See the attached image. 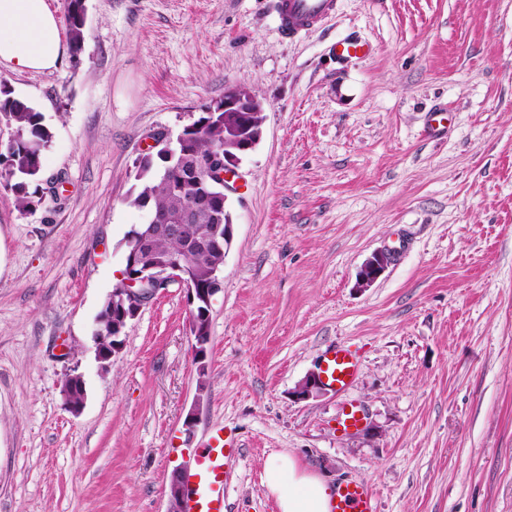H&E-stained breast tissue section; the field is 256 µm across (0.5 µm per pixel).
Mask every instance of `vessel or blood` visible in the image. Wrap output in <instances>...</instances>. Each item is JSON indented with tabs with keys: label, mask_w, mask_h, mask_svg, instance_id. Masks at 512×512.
<instances>
[{
	"label": "vessel or blood",
	"mask_w": 512,
	"mask_h": 512,
	"mask_svg": "<svg viewBox=\"0 0 512 512\" xmlns=\"http://www.w3.org/2000/svg\"><path fill=\"white\" fill-rule=\"evenodd\" d=\"M340 0H276L278 30L283 39L291 40L321 27L336 15ZM356 354L347 346L327 353L324 376L329 386L346 389L358 371ZM223 431H215L199 454L188 479L191 485L186 512H225L224 499L228 483L225 465L235 455ZM331 512H378V503L371 489L364 484L345 482L334 494Z\"/></svg>",
	"instance_id": "vessel-or-blood-1"
}]
</instances>
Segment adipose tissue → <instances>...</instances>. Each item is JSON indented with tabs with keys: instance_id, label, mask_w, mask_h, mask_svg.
<instances>
[{
	"instance_id": "obj_1",
	"label": "adipose tissue",
	"mask_w": 512,
	"mask_h": 512,
	"mask_svg": "<svg viewBox=\"0 0 512 512\" xmlns=\"http://www.w3.org/2000/svg\"><path fill=\"white\" fill-rule=\"evenodd\" d=\"M64 54L60 20L47 0H0V63L17 74L44 72ZM264 483L279 512H330L333 486L288 455L268 459Z\"/></svg>"
}]
</instances>
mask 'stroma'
<instances>
[{
    "label": "stroma",
    "mask_w": 512,
    "mask_h": 512,
    "mask_svg": "<svg viewBox=\"0 0 512 512\" xmlns=\"http://www.w3.org/2000/svg\"><path fill=\"white\" fill-rule=\"evenodd\" d=\"M271 2L86 0L80 54L0 64L52 133L30 206L0 184V512H166L175 467L216 428L241 450L228 512H278V453L366 484L379 512H512V0H341L292 41ZM350 34L370 56L336 61ZM230 85L266 120L228 192L206 366L177 288L101 365L94 321L144 220L126 202L136 160ZM339 345L353 384L295 400ZM351 404L364 427L338 431ZM390 253L377 252L368 259L359 272V282L361 287L369 286L376 281L384 272L390 262ZM76 389L85 391L84 380L80 374L70 375L67 378L64 388H63L65 398H66V405H67L69 411L74 415L81 413V411L83 409V404H84L83 392L72 393L71 395H69L72 391H75ZM67 397H68V399H67ZM82 399H83V401H82ZM68 400L71 403H75V404H78L81 401H82V403L79 405H73V404L69 403Z\"/></svg>",
    "instance_id": "1"
}]
</instances>
